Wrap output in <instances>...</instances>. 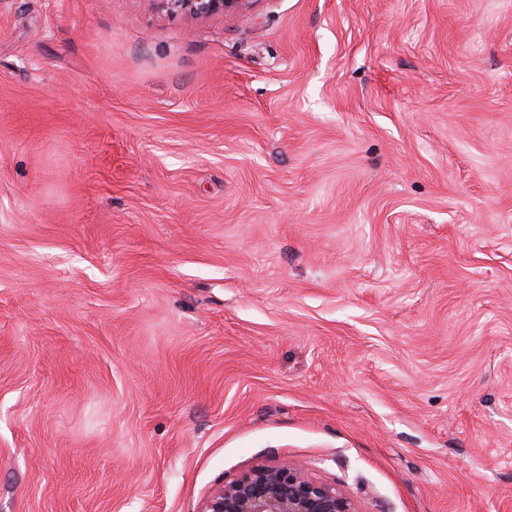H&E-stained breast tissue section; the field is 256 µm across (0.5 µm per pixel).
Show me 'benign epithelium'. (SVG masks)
Segmentation results:
<instances>
[{
	"label": "benign epithelium",
	"instance_id": "obj_1",
	"mask_svg": "<svg viewBox=\"0 0 512 512\" xmlns=\"http://www.w3.org/2000/svg\"><path fill=\"white\" fill-rule=\"evenodd\" d=\"M186 17L248 19L260 0H156ZM199 512H360L347 492L288 460L260 463L213 488Z\"/></svg>",
	"mask_w": 512,
	"mask_h": 512
}]
</instances>
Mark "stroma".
<instances>
[{
  "mask_svg": "<svg viewBox=\"0 0 512 512\" xmlns=\"http://www.w3.org/2000/svg\"><path fill=\"white\" fill-rule=\"evenodd\" d=\"M281 460L512 512V0H0V512ZM167 11L203 19L214 16L248 19L260 0H152Z\"/></svg>",
  "mask_w": 512,
  "mask_h": 512,
  "instance_id": "stroma-1",
  "label": "stroma"
}]
</instances>
